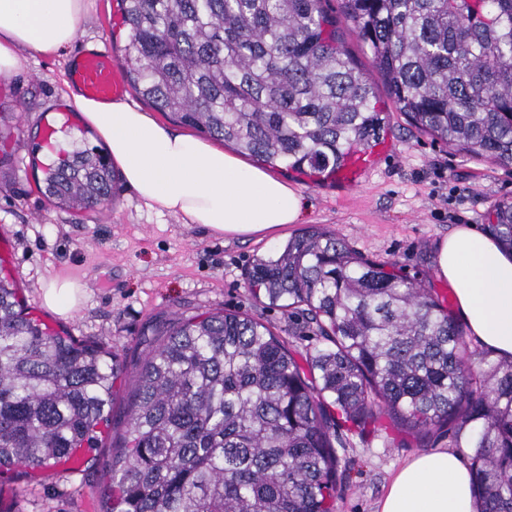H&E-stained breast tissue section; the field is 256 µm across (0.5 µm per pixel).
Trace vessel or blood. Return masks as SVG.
<instances>
[{"label":"vessel or blood","mask_w":512,"mask_h":512,"mask_svg":"<svg viewBox=\"0 0 512 512\" xmlns=\"http://www.w3.org/2000/svg\"><path fill=\"white\" fill-rule=\"evenodd\" d=\"M68 79L84 97L91 99L108 101L127 91L111 55L104 52L82 53L70 68Z\"/></svg>","instance_id":"b4317fda"}]
</instances>
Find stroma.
Masks as SVG:
<instances>
[{"label": "stroma", "instance_id": "stroma-1", "mask_svg": "<svg viewBox=\"0 0 512 512\" xmlns=\"http://www.w3.org/2000/svg\"><path fill=\"white\" fill-rule=\"evenodd\" d=\"M324 7L335 15L342 44L375 88L388 123L387 150L354 187L335 177L284 171L306 203L301 224L289 225L288 232L326 225L365 257L448 292V282L434 269L438 242L461 224L482 229L491 206L512 199V165L451 149L411 126L394 105L369 47L343 16L342 0H326ZM85 9L84 31L69 49L54 56L24 52L19 71L0 75V132L6 134L0 139V266L34 316L116 351L124 373L103 447L74 474L48 468L33 476L15 471L1 477L0 512H104L110 503L105 474L127 429L136 375L169 323L202 312H240L288 337L296 351L315 343L310 335L289 336V324H302V317L259 302L245 281L250 263L276 251L277 243L227 240L179 218L158 216L122 181L108 207L79 213L41 192L44 120L57 118L74 146H104L64 97L68 69L89 41L123 64L127 38L119 0H86ZM51 271L84 286V304L71 319L61 320L40 304V283ZM341 439L336 512H376L393 474L418 449L386 446L381 431L363 438L346 431Z\"/></svg>", "mask_w": 512, "mask_h": 512}]
</instances>
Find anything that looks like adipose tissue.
<instances>
[{
  "label": "adipose tissue",
  "mask_w": 512,
  "mask_h": 512,
  "mask_svg": "<svg viewBox=\"0 0 512 512\" xmlns=\"http://www.w3.org/2000/svg\"><path fill=\"white\" fill-rule=\"evenodd\" d=\"M83 21L84 0H0V75L20 67L22 51L66 50ZM72 100L126 185L155 213L243 240H276L301 220L302 195L261 165L170 130L126 102L77 93ZM435 269L452 286L468 335L492 356L511 357L512 259L492 238L462 224L438 244ZM83 298L82 285L62 273L40 288L42 305L65 319ZM378 512H475L470 471L451 448L415 455L392 477Z\"/></svg>",
  "instance_id": "adipose-tissue-1"
}]
</instances>
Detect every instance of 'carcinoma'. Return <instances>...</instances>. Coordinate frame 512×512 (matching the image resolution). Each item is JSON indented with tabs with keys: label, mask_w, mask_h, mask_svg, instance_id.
<instances>
[{
	"label": "carcinoma",
	"mask_w": 512,
	"mask_h": 512,
	"mask_svg": "<svg viewBox=\"0 0 512 512\" xmlns=\"http://www.w3.org/2000/svg\"><path fill=\"white\" fill-rule=\"evenodd\" d=\"M127 77L173 120L291 170L339 169L385 129L324 0H120ZM399 111L449 147L512 163V0H343ZM97 149L44 172L72 211L112 199ZM487 231L512 254V203ZM255 297L306 317L301 354L238 312L179 319L136 377L106 512H335L338 430L382 419L466 449L478 512H512V358L468 351L423 281L313 225L247 269ZM486 365L478 373L473 364ZM119 356L28 312L0 271V472L102 447Z\"/></svg>",
	"instance_id": "carcinoma-1"
}]
</instances>
